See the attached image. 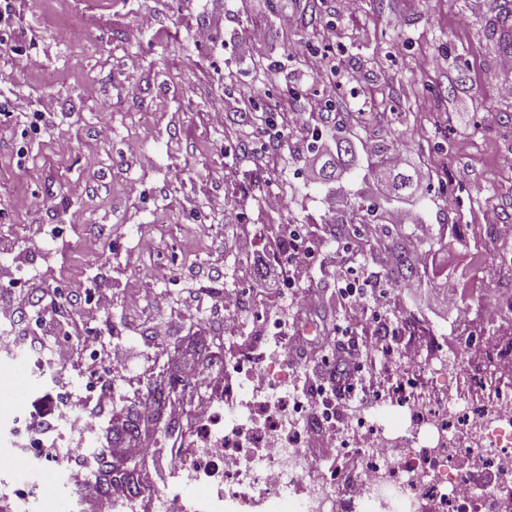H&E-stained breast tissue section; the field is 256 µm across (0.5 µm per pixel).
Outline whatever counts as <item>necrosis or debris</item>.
<instances>
[{"instance_id": "obj_1", "label": "necrosis or debris", "mask_w": 512, "mask_h": 512, "mask_svg": "<svg viewBox=\"0 0 512 512\" xmlns=\"http://www.w3.org/2000/svg\"><path fill=\"white\" fill-rule=\"evenodd\" d=\"M257 318L263 333L208 386L207 407L186 400L173 415L190 423L193 448L173 451L166 482L199 489L182 512H512V336L492 371L471 349L468 371L452 374L444 333H393L403 374L341 409L334 393L298 387L279 364L287 327L263 309ZM322 433L333 437L327 467L312 451ZM14 435L65 485L88 469L83 455H49L25 416Z\"/></svg>"}]
</instances>
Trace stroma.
<instances>
[{
    "instance_id": "35a3bbf8",
    "label": "stroma",
    "mask_w": 512,
    "mask_h": 512,
    "mask_svg": "<svg viewBox=\"0 0 512 512\" xmlns=\"http://www.w3.org/2000/svg\"><path fill=\"white\" fill-rule=\"evenodd\" d=\"M12 23L0 27V263L16 251L35 271L16 289L27 311L0 345V427L24 415L43 427L49 450L86 446L111 450L135 438H89L52 429L50 392L84 402L107 382L115 398L110 425L130 410L162 409L157 392L185 379L186 366L222 378L232 362L231 326L252 321L256 305L295 317L296 300L259 296L255 258L275 261L270 225H304L312 258L293 275L309 297L314 329L303 352L287 359L310 382L326 350L341 344L344 291L365 283L368 315L391 325L445 330L449 353L457 337L479 322L497 289L512 288V240L490 238L488 223L512 224V70L489 23L496 0H0ZM153 27L138 32L142 17ZM211 38L196 39L198 28ZM264 40L254 43V29ZM138 83V95L129 86ZM335 85L336 119L350 129L353 157L336 181L308 172L309 128L320 126L326 85ZM31 110L51 102L40 128L5 112L8 99ZM305 113L308 128L282 123L288 109ZM224 123L214 126L213 113ZM109 121L112 136L97 134ZM404 153L425 172L417 187L383 207L375 224L360 225L377 243L392 229V246L407 245L419 224L433 227L410 259L414 287L394 281L380 256L338 243L323 219L327 199L376 197L371 168L377 147ZM409 209L413 223L398 224ZM85 213L71 225L67 215ZM61 233L31 241L38 225ZM257 243L237 250L242 229ZM463 286L453 310L427 308L418 298L439 295L446 276ZM112 294L111 310L94 323L78 319L95 290ZM244 290L233 322L219 296ZM139 292L143 308H129ZM171 320L167 335L154 321ZM90 337L54 377L29 371L26 358L49 360L53 341ZM137 346L140 359L115 365L109 345ZM189 436L153 423L141 479L159 485L155 449L188 445Z\"/></svg>"
}]
</instances>
